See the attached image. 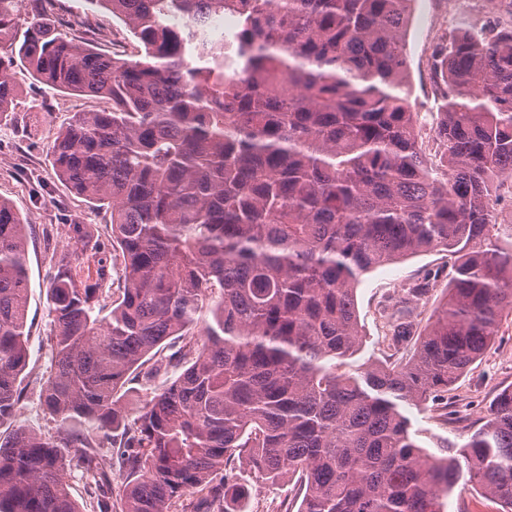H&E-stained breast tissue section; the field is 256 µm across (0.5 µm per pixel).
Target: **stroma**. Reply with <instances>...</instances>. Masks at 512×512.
<instances>
[{"label": "stroma", "mask_w": 512, "mask_h": 512, "mask_svg": "<svg viewBox=\"0 0 512 512\" xmlns=\"http://www.w3.org/2000/svg\"><path fill=\"white\" fill-rule=\"evenodd\" d=\"M51 15L59 31L88 42L98 51L123 58L136 52L135 41L110 11L92 0H54ZM487 17L461 12L445 0H413L406 32L407 55L412 85L411 102L422 127L421 146L430 161L440 159L434 141L435 112L429 111L433 85L431 55L436 44L458 28L488 25ZM17 94L11 110L0 118V197L9 199L29 225L27 268L30 282L27 326L30 330L28 365L22 375V394L15 408V422L27 429L52 436L56 422L46 412L41 386L54 360L47 337L53 327L47 302L48 277L53 250L72 253L78 277H85L94 258L74 256V246L65 233L66 225H91L101 243L99 258L107 265L113 281H120V261L112 248L110 216L88 206L55 175L50 151L59 128L73 113L107 109V100L75 96L51 89L37 80L23 64L13 68ZM450 259L446 252L428 251L379 267L365 274L356 291L363 345L353 365L390 357L408 358L411 346L390 350L388 328L379 316L382 305H395L405 288L420 284L426 293L412 304L411 320L424 328L431 310L444 298L448 288ZM512 388V317L506 318L494 346L456 382L448 393V409L456 422L442 424L437 411L425 407L406 410L420 444L437 456L447 455V445L464 442L468 433L481 426L497 394ZM97 458L108 479L93 485L79 469L70 468L65 480L83 512H101L102 504L119 502L125 485L117 450L109 435L96 436ZM249 489L247 512H279L283 503L294 499L295 487L256 479L249 470L238 473Z\"/></svg>", "instance_id": "1"}]
</instances>
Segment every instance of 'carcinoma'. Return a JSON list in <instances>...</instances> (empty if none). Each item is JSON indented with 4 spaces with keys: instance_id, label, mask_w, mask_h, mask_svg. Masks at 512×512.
Instances as JSON below:
<instances>
[{
    "instance_id": "1",
    "label": "carcinoma",
    "mask_w": 512,
    "mask_h": 512,
    "mask_svg": "<svg viewBox=\"0 0 512 512\" xmlns=\"http://www.w3.org/2000/svg\"><path fill=\"white\" fill-rule=\"evenodd\" d=\"M0 0V117L22 62L63 93L104 97L53 141L57 178L110 213L123 273L100 317L103 261L80 279L54 256L47 293L54 370L41 400L59 434L0 439V512H80L64 479L99 483L95 435H120L118 512H244L229 481L296 478L297 512H446L466 469L512 512V389L446 456L404 414L446 393L512 316V25L461 28L433 51L441 99L430 162L411 103L412 0H95L138 43L110 56L51 26L53 0ZM237 17L232 37L211 20ZM96 255L86 224H70ZM28 224L0 198V427L28 364ZM450 253L448 295L399 364L361 349L356 290L383 265ZM181 372L134 420L118 392L170 338Z\"/></svg>"
}]
</instances>
